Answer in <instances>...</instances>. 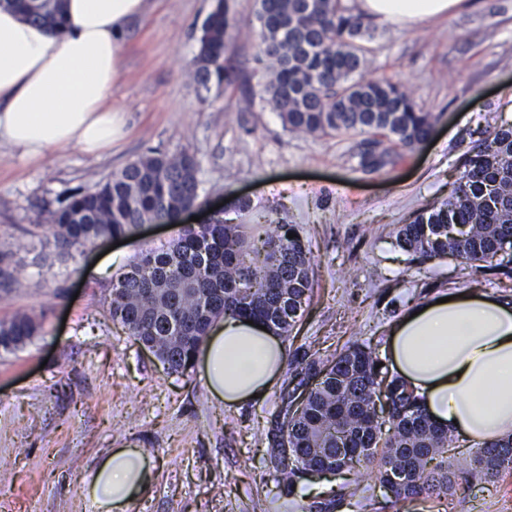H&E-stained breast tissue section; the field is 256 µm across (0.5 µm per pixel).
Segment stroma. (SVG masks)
<instances>
[{
    "instance_id": "obj_1",
    "label": "stroma",
    "mask_w": 512,
    "mask_h": 512,
    "mask_svg": "<svg viewBox=\"0 0 512 512\" xmlns=\"http://www.w3.org/2000/svg\"><path fill=\"white\" fill-rule=\"evenodd\" d=\"M231 4L226 58L239 82L227 91L203 96L190 79L214 0H152L128 29L109 99L125 139L97 159L70 147L36 164L0 148V258L24 279L0 286V319L26 313L42 323L32 344L0 351V512H92L83 473L113 448H142L158 463L130 512H303L304 484L290 493L262 480L301 367L354 343L388 360V327L403 308L472 286L456 260H412L395 231L448 198L482 132L512 124V0H468L413 28L372 23L366 77L399 80L436 121L425 143L371 175L356 169L359 138L292 133L269 108L244 109L242 80L258 69L256 0ZM152 149L195 155L206 208L222 206L237 223L245 215L235 200H249L256 215L274 204L312 243L310 305L263 398L224 407L197 369L166 373L113 322V278L142 249L176 239V227L145 224L134 241L92 244L67 260L54 249L50 212ZM347 479L362 505L338 512H512V470L491 480L459 473L451 494L412 501L384 497L370 471Z\"/></svg>"
}]
</instances>
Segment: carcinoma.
I'll return each instance as SVG.
<instances>
[{
    "instance_id": "cac0c4a2",
    "label": "carcinoma",
    "mask_w": 512,
    "mask_h": 512,
    "mask_svg": "<svg viewBox=\"0 0 512 512\" xmlns=\"http://www.w3.org/2000/svg\"><path fill=\"white\" fill-rule=\"evenodd\" d=\"M26 16L52 27L61 0H14ZM259 99L284 129L311 137L362 135L357 170L394 164L388 143L412 151L430 134L425 112L391 77L367 79L364 18L346 0H257ZM227 0H216L202 22L192 79L197 89L221 92L236 76L224 65L233 24ZM448 199L424 207L396 230V245L422 262L452 257L479 270L502 265L512 250V125L496 128L464 159ZM201 166L195 156L151 151L112 173L94 189L69 195L50 213L49 230L62 258L89 243L126 235L156 219L180 221V210L200 205ZM295 237L290 238L288 234ZM312 249L296 224L260 216L248 224L212 216L183 224L178 238L141 252L112 283L110 311L128 335L171 374H183L210 325L246 314L291 335L310 304ZM40 323L29 315L0 320V349L32 343ZM374 350L354 344L327 364L313 361L315 379L297 396L283 397L274 437L277 483L351 472L376 464V480L399 500L446 495L453 472L444 458L448 433L425 413L407 382L379 367ZM460 470L493 478L512 469V438L492 442L458 460ZM404 473L393 484L390 474ZM355 496L341 483L309 505L330 512Z\"/></svg>"
}]
</instances>
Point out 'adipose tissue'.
Wrapping results in <instances>:
<instances>
[{
  "label": "adipose tissue",
  "instance_id": "1",
  "mask_svg": "<svg viewBox=\"0 0 512 512\" xmlns=\"http://www.w3.org/2000/svg\"><path fill=\"white\" fill-rule=\"evenodd\" d=\"M463 0H357L380 22L444 18ZM147 0H64L52 29L0 0V145L25 162L71 145L91 157L123 135L105 101L121 72L129 25ZM390 358L421 396L432 421L481 447L512 436V302L490 292L451 290L391 324ZM287 359L281 338L243 317L214 322L194 357L212 398L237 406L267 395ZM156 463L140 448H114L83 478L94 512H129L150 488Z\"/></svg>",
  "mask_w": 512,
  "mask_h": 512
}]
</instances>
